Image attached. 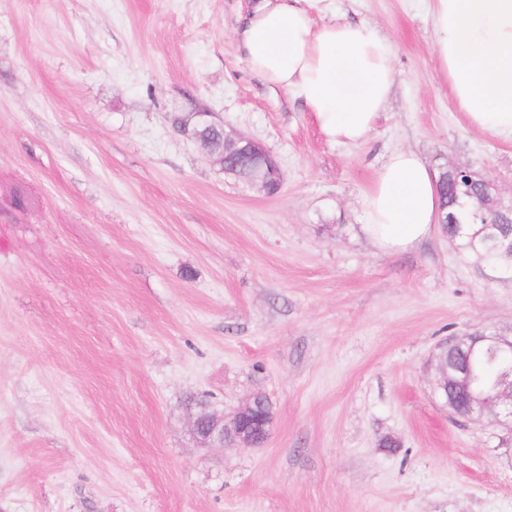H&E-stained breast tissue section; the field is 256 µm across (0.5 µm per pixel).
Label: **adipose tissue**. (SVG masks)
Here are the masks:
<instances>
[{
  "instance_id": "obj_1",
  "label": "adipose tissue",
  "mask_w": 512,
  "mask_h": 512,
  "mask_svg": "<svg viewBox=\"0 0 512 512\" xmlns=\"http://www.w3.org/2000/svg\"><path fill=\"white\" fill-rule=\"evenodd\" d=\"M439 71L468 124L512 142V0H429ZM251 71L312 112L337 143L375 128L395 83V48L373 24H317L304 0H262L238 39ZM434 173L410 149L394 150L364 195L363 233L401 252L440 215Z\"/></svg>"
}]
</instances>
